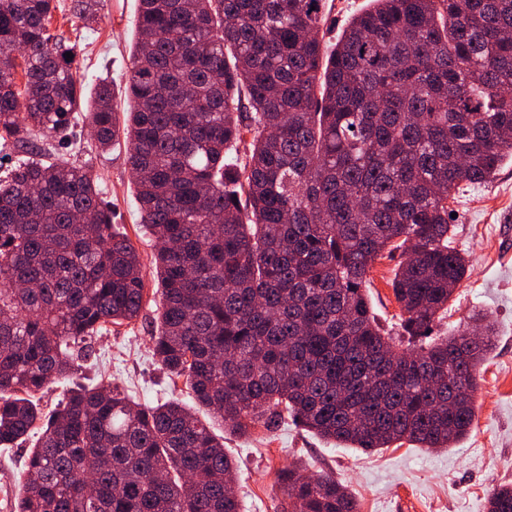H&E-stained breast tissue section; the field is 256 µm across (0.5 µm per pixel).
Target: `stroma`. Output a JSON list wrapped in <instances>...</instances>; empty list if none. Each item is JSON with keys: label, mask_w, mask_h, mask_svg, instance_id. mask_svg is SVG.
<instances>
[{"label": "stroma", "mask_w": 512, "mask_h": 512, "mask_svg": "<svg viewBox=\"0 0 512 512\" xmlns=\"http://www.w3.org/2000/svg\"><path fill=\"white\" fill-rule=\"evenodd\" d=\"M136 0H99L101 21L83 34L76 49L78 73L86 87L106 77L122 89L130 64ZM75 136L56 159L89 166L98 175L114 222L138 249L147 283L143 311L135 323L113 328L92 345L75 377L82 384L116 386L134 403L155 405L185 398L157 364L151 347L160 303L152 274L155 243L139 223L124 148L101 153L90 127L76 123ZM454 241L469 261L467 276L448 301L439 332L466 324L473 311H493L498 336L477 379V413L469 436L456 447L428 451L403 444L375 453L346 448L307 433L287 420L249 437L213 430L239 466L235 483L241 512H282L279 470L297 465L305 473H328L355 496L359 512H484L489 491L512 485V160L494 178L465 189L452 202ZM396 260H377L369 271L367 295L385 324L400 308L391 286ZM27 445L0 448V512H12L26 478Z\"/></svg>", "instance_id": "1"}]
</instances>
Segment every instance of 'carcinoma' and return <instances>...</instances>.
I'll return each instance as SVG.
<instances>
[{"label": "carcinoma", "instance_id": "1", "mask_svg": "<svg viewBox=\"0 0 512 512\" xmlns=\"http://www.w3.org/2000/svg\"><path fill=\"white\" fill-rule=\"evenodd\" d=\"M55 0H0V140L73 133L84 83ZM74 25L98 0H71ZM327 0H139L120 123L101 78L84 114L124 143L157 243L152 350L196 406L246 435L287 416L365 452L449 448L475 420L495 321L433 335L466 273L448 198L512 157V0H373L336 39ZM252 135L240 151L244 134ZM400 252L393 336L366 277ZM139 253L91 170L19 159L0 178V447L38 434L14 512H240L237 463L179 399L139 406L73 379L136 320ZM283 512H358L332 475L278 473ZM486 512H512V485Z\"/></svg>", "mask_w": 512, "mask_h": 512}]
</instances>
